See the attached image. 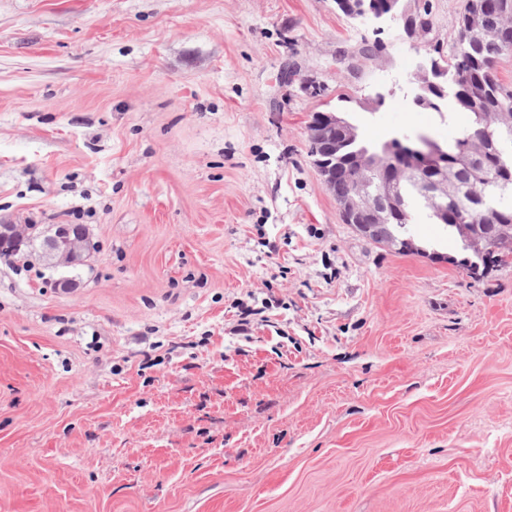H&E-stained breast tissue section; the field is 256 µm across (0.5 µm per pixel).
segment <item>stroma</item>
<instances>
[{"mask_svg":"<svg viewBox=\"0 0 512 512\" xmlns=\"http://www.w3.org/2000/svg\"><path fill=\"white\" fill-rule=\"evenodd\" d=\"M335 0H0V222L81 224L77 286L0 258V512H512V265L341 218L313 113L453 137L398 22ZM294 68L293 81L281 77ZM264 320L240 331L241 305Z\"/></svg>","mask_w":512,"mask_h":512,"instance_id":"35a3bbf8","label":"stroma"}]
</instances>
